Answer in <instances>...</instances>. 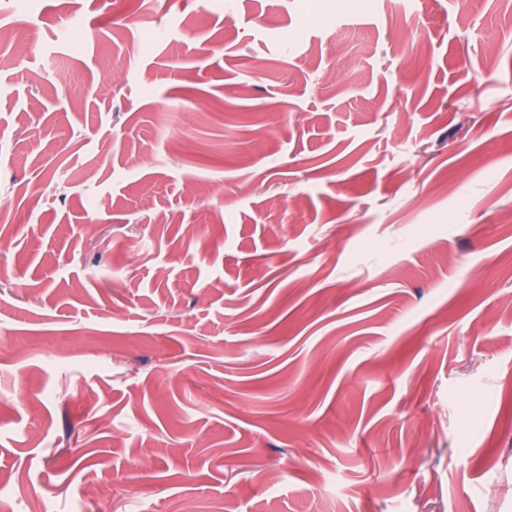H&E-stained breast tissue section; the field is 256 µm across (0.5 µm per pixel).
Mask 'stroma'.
Masks as SVG:
<instances>
[{
	"label": "stroma",
	"instance_id": "1",
	"mask_svg": "<svg viewBox=\"0 0 512 512\" xmlns=\"http://www.w3.org/2000/svg\"><path fill=\"white\" fill-rule=\"evenodd\" d=\"M0 507L512 512V0H0Z\"/></svg>",
	"mask_w": 512,
	"mask_h": 512
}]
</instances>
